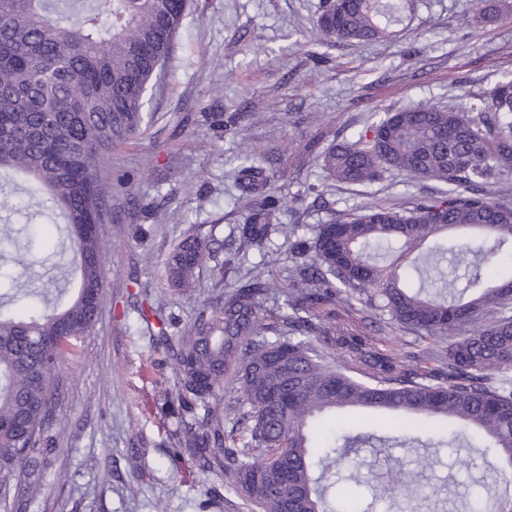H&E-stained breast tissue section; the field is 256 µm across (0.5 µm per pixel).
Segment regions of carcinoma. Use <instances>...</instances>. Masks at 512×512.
<instances>
[{
    "mask_svg": "<svg viewBox=\"0 0 512 512\" xmlns=\"http://www.w3.org/2000/svg\"><path fill=\"white\" fill-rule=\"evenodd\" d=\"M0 0V173L24 175L65 220L79 287L66 305L45 297L27 317L4 302L31 290L6 276L0 294V508L41 486L35 453L59 405V363L75 353L104 299L103 243L96 224L131 179L107 173L112 150L138 138L151 83L169 63L188 0ZM401 21L395 0H325L318 25L330 43L371 41ZM232 171L244 203L240 246L265 256L275 239L292 254L287 283L257 274L224 289L179 336L145 299L142 318L175 366L165 396L179 424L170 466L182 478L221 471L224 494L248 512H354L327 491L342 447L322 435L324 414L347 407L390 412L398 431L433 420L460 423L486 442L506 489L494 512H512V274L481 282L491 259L512 253V202L487 190L512 175V77L469 95L459 110L416 105L376 112L351 142L322 151L328 178L369 186L396 173L445 189L408 210L373 205L323 224H290L275 194L277 171L245 146ZM483 232L474 244L448 231ZM437 239L419 286L400 284L403 260ZM384 243L390 259L368 251ZM224 244L191 229L165 266L171 290L191 296L197 274ZM465 266L459 294L441 264ZM402 331L447 341L424 364L382 353L372 336L336 325V303ZM157 323H152L150 317Z\"/></svg>",
    "mask_w": 512,
    "mask_h": 512,
    "instance_id": "1",
    "label": "carcinoma"
}]
</instances>
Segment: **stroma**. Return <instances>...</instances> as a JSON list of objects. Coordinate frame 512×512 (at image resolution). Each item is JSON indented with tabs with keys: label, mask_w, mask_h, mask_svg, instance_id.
Wrapping results in <instances>:
<instances>
[{
	"label": "stroma",
	"mask_w": 512,
	"mask_h": 512,
	"mask_svg": "<svg viewBox=\"0 0 512 512\" xmlns=\"http://www.w3.org/2000/svg\"><path fill=\"white\" fill-rule=\"evenodd\" d=\"M325 0H189L172 58L149 104L154 118L143 135L112 152V166L131 171L130 194L112 199V221L102 225L105 301L77 355L60 363L61 399L50 427V451L41 456L43 490L18 497V512H213L224 476L211 472L181 479L168 454L176 424L164 405L174 367L153 345L141 322L136 290L164 301L162 314L182 332L202 304L219 292L210 268L196 292L173 294L166 258L190 228L235 242L243 210L231 173L242 145L257 160L284 169L276 193L284 203L304 197L293 218L321 224L382 200L399 208L434 194L437 181L394 175L368 187L325 178L317 155L288 156L316 131L353 139L376 112L431 104L460 109L470 93L491 90L512 75V0H404L403 20L390 37L326 43L318 27ZM232 120L229 133L212 116ZM0 224L28 227L17 244L0 246V265L16 248L35 258L27 272L33 290L55 294L76 287L66 241L55 238L60 217L49 203L29 197L9 178ZM316 188L318 201L307 200ZM336 320L357 336L380 335L388 352L404 356L433 347L400 329H377L337 305ZM336 428L360 433L354 454L361 464L366 501L374 512H471L482 487H494L490 459L452 452L436 436L412 448L395 438L388 415L353 408L337 412ZM439 454L442 462L418 461ZM411 474L410 492L393 499L385 489L391 460Z\"/></svg>",
	"instance_id": "obj_1"
}]
</instances>
